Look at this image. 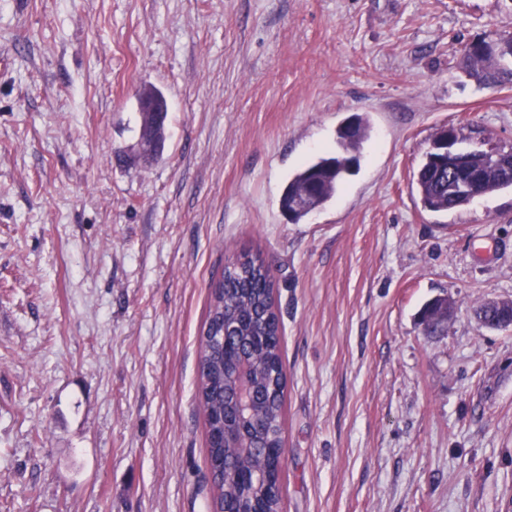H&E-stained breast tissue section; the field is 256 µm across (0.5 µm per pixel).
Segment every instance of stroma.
I'll use <instances>...</instances> for the list:
<instances>
[{
    "label": "stroma",
    "mask_w": 512,
    "mask_h": 512,
    "mask_svg": "<svg viewBox=\"0 0 512 512\" xmlns=\"http://www.w3.org/2000/svg\"><path fill=\"white\" fill-rule=\"evenodd\" d=\"M512 0H0V512H204L209 287L270 264L286 373L281 512H512V189L435 213L438 128L512 146V85L461 47ZM169 105L130 166L135 91ZM372 132L294 223L289 178ZM446 296L430 334L418 314Z\"/></svg>",
    "instance_id": "35a3bbf8"
}]
</instances>
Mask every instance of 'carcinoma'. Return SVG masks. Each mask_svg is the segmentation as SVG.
<instances>
[{
  "label": "carcinoma",
  "mask_w": 512,
  "mask_h": 512,
  "mask_svg": "<svg viewBox=\"0 0 512 512\" xmlns=\"http://www.w3.org/2000/svg\"><path fill=\"white\" fill-rule=\"evenodd\" d=\"M461 61L466 75L480 88L511 85L512 35L465 43ZM369 135V121L357 116L355 131L343 126L337 130L335 154L318 158L290 179L280 205L289 212L292 222H300L336 194ZM467 155L471 168L482 176L481 195L512 188V179L503 174V167L494 157L478 149L467 151ZM438 158L434 152L427 153L418 172V193L424 208L444 212L470 204L458 191L449 164ZM303 191L309 192L307 207L297 210L292 202ZM280 336L273 275L262 259L241 252L224 265L221 278L211 288L199 339L196 397L205 433L223 435L226 419L236 429L231 441L206 440L208 459L224 462V477L213 480L210 512L247 508L254 502L265 512H278L280 508V481L272 463L284 445L286 379ZM226 343L250 364L253 410L261 421L258 427L238 409L230 361L224 352Z\"/></svg>",
  "instance_id": "1"
}]
</instances>
